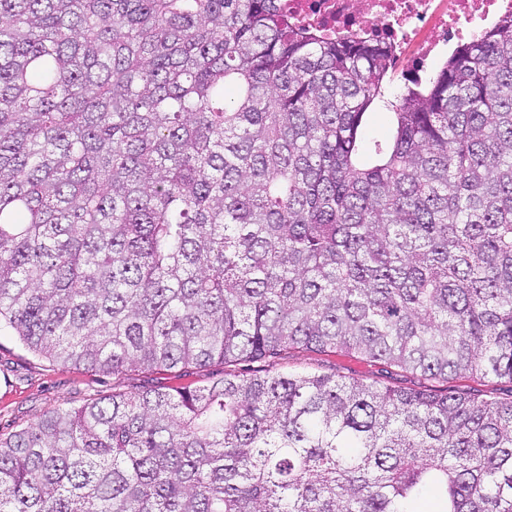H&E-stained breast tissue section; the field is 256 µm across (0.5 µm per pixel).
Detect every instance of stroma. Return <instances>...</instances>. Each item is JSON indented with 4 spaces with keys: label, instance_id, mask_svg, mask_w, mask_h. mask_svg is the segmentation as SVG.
<instances>
[{
    "label": "stroma",
    "instance_id": "1",
    "mask_svg": "<svg viewBox=\"0 0 512 512\" xmlns=\"http://www.w3.org/2000/svg\"><path fill=\"white\" fill-rule=\"evenodd\" d=\"M271 369L336 373L421 390L433 386L432 381L418 374L399 370L389 374L383 365L338 353L296 350L287 359L272 364ZM223 374V365L214 364L188 376L162 370L145 375L131 372L118 378L39 357L24 348L16 336L4 331L0 333V435L8 436L47 412L80 406L116 387L130 391L146 381L169 388L202 386Z\"/></svg>",
    "mask_w": 512,
    "mask_h": 512
}]
</instances>
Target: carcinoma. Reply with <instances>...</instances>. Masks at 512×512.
<instances>
[{
	"instance_id": "obj_1",
	"label": "carcinoma",
	"mask_w": 512,
	"mask_h": 512,
	"mask_svg": "<svg viewBox=\"0 0 512 512\" xmlns=\"http://www.w3.org/2000/svg\"><path fill=\"white\" fill-rule=\"evenodd\" d=\"M277 0H0V331L114 390L0 437V512H512V18L386 94ZM391 114L364 143V116ZM268 362L245 363L238 366L244 374L254 373V370L269 369L276 371H311L320 373H336L355 378H361L367 382L381 380L386 384L413 389H438V384L426 380L419 374L402 372L392 369V375L385 372V366L378 363H369L354 357L344 356L338 353H320L317 351H292L286 360H280L268 365ZM269 366V367H263ZM451 386L454 389L470 391L475 394L488 395L502 399L511 398L512 383L507 380H497L491 378H457L449 380L444 386Z\"/></svg>"
}]
</instances>
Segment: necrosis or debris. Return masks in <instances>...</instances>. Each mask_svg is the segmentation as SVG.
Instances as JSON below:
<instances>
[{
    "mask_svg": "<svg viewBox=\"0 0 512 512\" xmlns=\"http://www.w3.org/2000/svg\"><path fill=\"white\" fill-rule=\"evenodd\" d=\"M280 6L290 25L321 38L385 41L417 73L455 42L479 39L512 17V0H280Z\"/></svg>",
    "mask_w": 512,
    "mask_h": 512,
    "instance_id": "obj_1",
    "label": "necrosis or debris"
}]
</instances>
